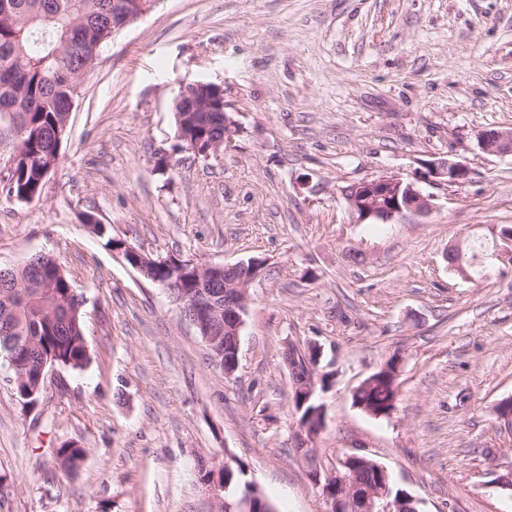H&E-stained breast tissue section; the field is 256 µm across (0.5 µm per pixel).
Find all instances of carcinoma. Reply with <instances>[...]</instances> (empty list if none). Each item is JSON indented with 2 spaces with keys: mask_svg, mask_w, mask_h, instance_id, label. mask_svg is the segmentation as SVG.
<instances>
[{
  "mask_svg": "<svg viewBox=\"0 0 512 512\" xmlns=\"http://www.w3.org/2000/svg\"><path fill=\"white\" fill-rule=\"evenodd\" d=\"M134 0H0V121L25 131L18 159L8 173L6 193L19 201L40 198L50 164L58 162V130L66 120V101L80 88L75 73L90 64L112 39V13L137 10ZM213 90L209 84L190 91L174 112L181 145H197L199 157L213 155L224 138V113L195 109ZM492 246L468 244L461 257L467 271L472 259L490 258ZM69 275L56 262L40 267L0 268V353L14 358L27 382L20 398L29 404L42 396L43 361L60 369L81 370L90 361L81 304L73 297ZM398 384L378 370L372 382L352 395L362 412L387 417L396 409ZM298 423L315 426L316 400L303 405L292 395ZM85 456L80 445L65 441L55 457L68 470Z\"/></svg>",
  "mask_w": 512,
  "mask_h": 512,
  "instance_id": "1",
  "label": "carcinoma"
}]
</instances>
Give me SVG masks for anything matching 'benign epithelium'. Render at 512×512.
I'll list each match as a JSON object with an SVG mask.
<instances>
[{"label":"benign epithelium","instance_id":"obj_1","mask_svg":"<svg viewBox=\"0 0 512 512\" xmlns=\"http://www.w3.org/2000/svg\"><path fill=\"white\" fill-rule=\"evenodd\" d=\"M477 144L488 154L512 155V130L481 132L477 136ZM469 174L468 162L441 157L427 164L423 179L432 184L446 183L452 187L460 184ZM343 194L360 221L375 218L389 222L407 214L426 215L433 209L431 195L423 193L415 182H407L395 175L359 181L343 189ZM122 249L126 251L129 265L141 275L148 276L145 253L125 244ZM492 257L506 264L512 261V236H500V243L496 244ZM260 267L261 262L254 259L234 266L195 265L199 284L208 288L224 287V306L221 309L200 292H189L175 282L164 285L180 305L183 316L196 328L210 350L217 342L212 334V325L216 319L224 318V359L218 361L217 366L227 376L232 375L238 367L240 331L250 302L249 285L258 275ZM320 357L321 350L317 346L301 351L290 344L285 349L290 386L302 395L305 403L316 396ZM313 440L314 435L307 433L306 429L297 431V448L303 457L313 455ZM367 463L369 460L366 457L351 453L339 459L341 469L311 473L325 506L323 512H418L417 500L412 495L406 494L399 499L393 497L389 472L378 462L374 463V481L359 483L352 480L350 474ZM241 485L247 487L246 492L232 502L222 503L220 512H275L270 501H255L259 489L254 482L243 480Z\"/></svg>","mask_w":512,"mask_h":512}]
</instances>
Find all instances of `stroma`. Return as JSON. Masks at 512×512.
I'll return each instance as SVG.
<instances>
[{"mask_svg": "<svg viewBox=\"0 0 512 512\" xmlns=\"http://www.w3.org/2000/svg\"><path fill=\"white\" fill-rule=\"evenodd\" d=\"M194 82L240 126L208 161L176 136ZM487 129L512 130V0H158L82 77L40 198L0 195V266L53 253L91 352L33 407L0 358V512H217L203 472L236 463L278 512H320L282 359L312 342L330 374L316 448L375 458L421 512H512L495 482L512 470V266L463 280L445 260L512 226V156L479 149ZM448 156L471 174L424 185L429 215L360 223L341 193ZM87 212L156 256L263 260L234 375ZM395 353L397 407L370 417L352 392ZM64 441L77 470L55 461ZM85 456V449L75 442L65 441L59 444L55 452V458L60 465L68 470L79 467Z\"/></svg>", "mask_w": 512, "mask_h": 512, "instance_id": "obj_1", "label": "stroma"}]
</instances>
